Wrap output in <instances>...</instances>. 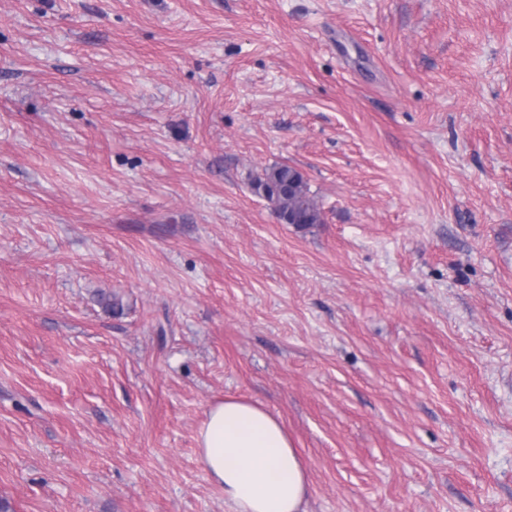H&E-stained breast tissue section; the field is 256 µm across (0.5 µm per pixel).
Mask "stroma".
<instances>
[{
    "mask_svg": "<svg viewBox=\"0 0 512 512\" xmlns=\"http://www.w3.org/2000/svg\"><path fill=\"white\" fill-rule=\"evenodd\" d=\"M227 398L305 512H512V0H0V499L232 512ZM253 191L277 203L284 224H319L321 211L302 174L287 164L265 169L250 180ZM197 446L233 512H305L307 465L282 423L264 409L238 399L212 405Z\"/></svg>",
    "mask_w": 512,
    "mask_h": 512,
    "instance_id": "35a3bbf8",
    "label": "stroma"
}]
</instances>
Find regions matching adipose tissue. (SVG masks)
<instances>
[{
  "label": "adipose tissue",
  "instance_id": "1",
  "mask_svg": "<svg viewBox=\"0 0 512 512\" xmlns=\"http://www.w3.org/2000/svg\"><path fill=\"white\" fill-rule=\"evenodd\" d=\"M200 461L233 512H303L308 468L282 423L252 403L209 407L197 436Z\"/></svg>",
  "mask_w": 512,
  "mask_h": 512
}]
</instances>
